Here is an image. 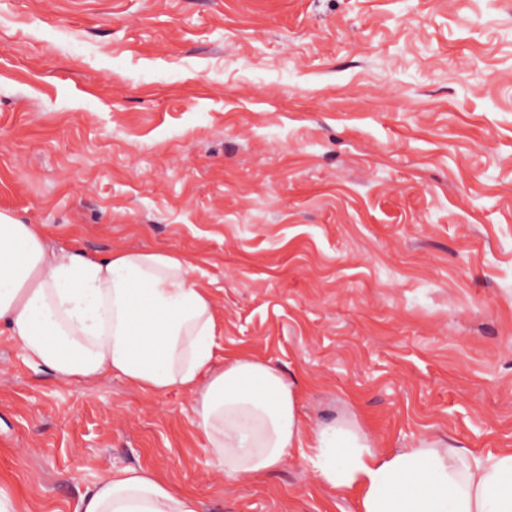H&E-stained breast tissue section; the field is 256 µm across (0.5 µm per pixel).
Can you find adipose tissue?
<instances>
[{"label":"adipose tissue","instance_id":"1","mask_svg":"<svg viewBox=\"0 0 512 512\" xmlns=\"http://www.w3.org/2000/svg\"><path fill=\"white\" fill-rule=\"evenodd\" d=\"M174 251L104 256L51 243L41 224L0 213V333L23 359L69 380L116 375L147 395L194 396L195 427L226 477L255 481L287 458L359 512H512V449L476 455L420 440L388 451L355 416L306 420L299 387L240 353L214 365L216 309ZM74 512H200L154 471L124 468L88 488Z\"/></svg>","mask_w":512,"mask_h":512}]
</instances>
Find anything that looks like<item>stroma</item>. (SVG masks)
<instances>
[{
  "mask_svg": "<svg viewBox=\"0 0 512 512\" xmlns=\"http://www.w3.org/2000/svg\"><path fill=\"white\" fill-rule=\"evenodd\" d=\"M0 212L174 250L245 352L384 449L512 448L507 0H0ZM193 397L68 382L0 334V488L144 468L201 512H358L300 458L225 478Z\"/></svg>",
  "mask_w": 512,
  "mask_h": 512,
  "instance_id": "35a3bbf8",
  "label": "stroma"
}]
</instances>
